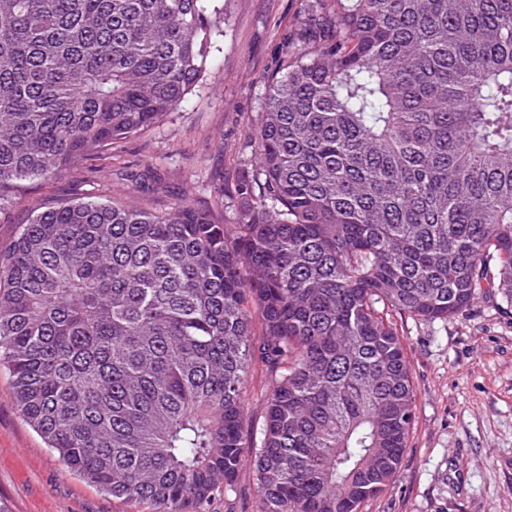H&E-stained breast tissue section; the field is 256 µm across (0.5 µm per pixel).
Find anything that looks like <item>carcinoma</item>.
I'll use <instances>...</instances> for the list:
<instances>
[{
	"instance_id": "cac0c4a2",
	"label": "carcinoma",
	"mask_w": 512,
	"mask_h": 512,
	"mask_svg": "<svg viewBox=\"0 0 512 512\" xmlns=\"http://www.w3.org/2000/svg\"><path fill=\"white\" fill-rule=\"evenodd\" d=\"M223 33L224 0H0V209L176 111ZM257 139L233 224L75 197L0 249L17 409L153 512H209L245 448L258 512H360L413 426L393 316L512 306V0H305ZM270 387V377L265 366L255 359L247 370L244 389L248 431L253 437L255 435L260 436L263 421V403Z\"/></svg>"
}]
</instances>
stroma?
<instances>
[{
	"label": "stroma",
	"mask_w": 512,
	"mask_h": 512,
	"mask_svg": "<svg viewBox=\"0 0 512 512\" xmlns=\"http://www.w3.org/2000/svg\"><path fill=\"white\" fill-rule=\"evenodd\" d=\"M304 0H224V35L195 91L152 129L114 144L66 177L34 178L0 213V248L49 200L113 196L152 211L183 201L223 211L226 196L254 164L265 83L282 70ZM398 330L416 392L414 426L400 467L362 512H512V307L496 290L446 321L402 318ZM271 387L263 363L247 370L250 434H259ZM0 501L10 512H146L68 471L16 408L0 369ZM210 512H257L251 460Z\"/></svg>",
	"instance_id": "1"
}]
</instances>
